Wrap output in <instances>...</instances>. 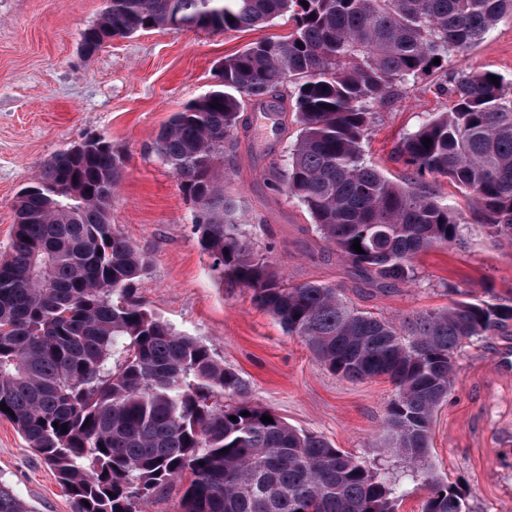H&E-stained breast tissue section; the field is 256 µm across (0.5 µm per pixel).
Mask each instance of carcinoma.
I'll return each instance as SVG.
<instances>
[{"label": "carcinoma", "instance_id": "carcinoma-1", "mask_svg": "<svg viewBox=\"0 0 512 512\" xmlns=\"http://www.w3.org/2000/svg\"><path fill=\"white\" fill-rule=\"evenodd\" d=\"M507 13L512 0H107L80 32L99 47L160 27L225 32L292 21L288 35L224 59L210 90L171 116L155 151L188 201L201 203L194 233L220 279L249 289L330 372L394 384L390 447L428 488L421 512H469L466 493L428 463L430 427L454 354L512 328V295L467 298L397 324L319 281L290 286L242 231L240 201L224 192V153L246 103L288 83L298 135L281 188L307 208L324 245L366 278L407 283L417 254L465 243L461 215L424 190L427 174L449 178L480 210L487 235L512 246V91L489 72L448 73V57ZM435 75L453 107L397 144L395 158L414 177L393 182L363 158L370 105ZM98 143L41 166L17 195L0 257V404L13 411L0 409V418L53 471L72 512H142L186 473L182 512H397L386 481L249 404L243 377L138 299L147 258L111 219L125 161ZM0 512L34 510L0 482Z\"/></svg>", "mask_w": 512, "mask_h": 512}]
</instances>
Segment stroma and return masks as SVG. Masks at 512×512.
<instances>
[{
    "mask_svg": "<svg viewBox=\"0 0 512 512\" xmlns=\"http://www.w3.org/2000/svg\"><path fill=\"white\" fill-rule=\"evenodd\" d=\"M105 6L106 0H0V253L13 234L14 200L43 163L90 137L110 143L125 158L112 222L149 262L136 285L140 300L238 372L249 384L252 404L324 437L395 483L398 512H421L423 479L386 446L383 422L392 384L332 374L254 303L249 289L220 281L193 232L190 202L154 151L172 113L210 88L224 58L249 43L288 35L287 19L243 32L157 28L85 55L79 33ZM460 64L512 84V16L450 57L449 67ZM451 106L434 78L424 76L394 102L372 105L374 120L362 144L367 162L391 180L407 177L393 148ZM295 138L293 114L276 130L250 103L224 159V187L241 201L249 239L257 249H270L288 283L332 285L357 308L396 322L447 307L464 294L488 300L512 290V247L493 242L472 201L442 177L426 183L471 225L465 245L421 254L407 284L364 278L324 247L308 211L278 185ZM454 368L448 398L433 418L428 459L436 475L462 483L469 512H512V332L463 348ZM0 481L34 512H71L52 471L3 419Z\"/></svg>",
    "mask_w": 512,
    "mask_h": 512,
    "instance_id": "stroma-1",
    "label": "stroma"
}]
</instances>
